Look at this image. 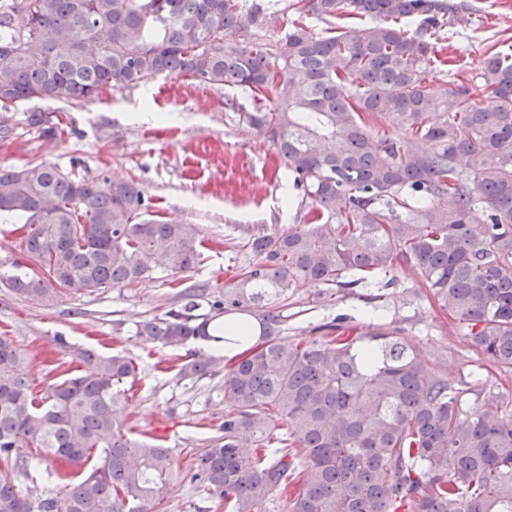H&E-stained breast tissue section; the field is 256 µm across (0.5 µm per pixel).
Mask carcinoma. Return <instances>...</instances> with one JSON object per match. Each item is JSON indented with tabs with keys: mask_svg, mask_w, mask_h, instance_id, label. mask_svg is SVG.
Listing matches in <instances>:
<instances>
[{
	"mask_svg": "<svg viewBox=\"0 0 512 512\" xmlns=\"http://www.w3.org/2000/svg\"><path fill=\"white\" fill-rule=\"evenodd\" d=\"M288 34L259 32L254 0H0V143L22 128L61 140L59 112L29 100L85 103L109 87L189 76L268 101L243 113L303 188V223L249 240L254 260L214 299L182 292L179 309L135 326V341L179 348L223 342L244 350L224 374L222 434L197 458L202 492L224 512H271L274 493L303 476L288 512H512V401L468 412L440 366L396 330L289 339L288 294L395 280L410 269L490 365L512 368V51L487 54L471 86L426 85L431 46L464 0H294ZM390 24L317 36L303 16L341 14ZM415 25H410V22ZM245 33L240 42L228 36ZM398 131L375 132L374 123ZM140 189L106 172L64 173L43 161L0 167V214L25 262H0V286L41 306L149 273L198 264L196 224L143 217ZM37 389L24 354L0 336V512H166L169 449L128 434L121 418L135 364L77 354ZM194 356L178 375H211ZM283 422L288 438L275 433ZM250 435L273 456L240 450ZM63 488L19 486L43 464Z\"/></svg>",
	"mask_w": 512,
	"mask_h": 512,
	"instance_id": "cac0c4a2",
	"label": "carcinoma"
}]
</instances>
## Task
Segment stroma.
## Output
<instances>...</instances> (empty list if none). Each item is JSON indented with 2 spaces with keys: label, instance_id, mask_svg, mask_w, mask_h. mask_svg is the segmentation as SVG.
<instances>
[{
  "label": "stroma",
  "instance_id": "obj_1",
  "mask_svg": "<svg viewBox=\"0 0 512 512\" xmlns=\"http://www.w3.org/2000/svg\"><path fill=\"white\" fill-rule=\"evenodd\" d=\"M472 11L444 26L435 52L442 67L429 71L434 91L447 87L458 67L474 71L492 46H512V0H469ZM235 107H227L226 98ZM251 94L212 87L187 78H148L138 86L107 90L85 104L49 103L65 113L71 128L62 141L22 134L0 144V166L20 168L43 161L63 171L134 183L142 190L149 218L196 224L202 230L201 259L190 272H154L141 282L94 294H64L40 307L0 288V332L26 355L36 383L59 377L74 347L120 352L137 363L125 417L135 438L161 440L180 472L168 491L167 512H220L188 471L207 440L219 435L227 403L225 365L200 380L180 378L176 364L191 353L211 355L205 343L180 349L141 347L137 321L181 305L180 291L193 284L219 295L252 260L248 241L282 234L299 224L302 188L285 160L248 127ZM286 336H320V328L344 319L359 332L386 324L400 330L423 356L442 366L461 392L464 409L484 399H512V372L487 369L463 328L422 288L410 270L397 272L387 288H355L329 298L302 287L288 298Z\"/></svg>",
  "mask_w": 512,
  "mask_h": 512
}]
</instances>
